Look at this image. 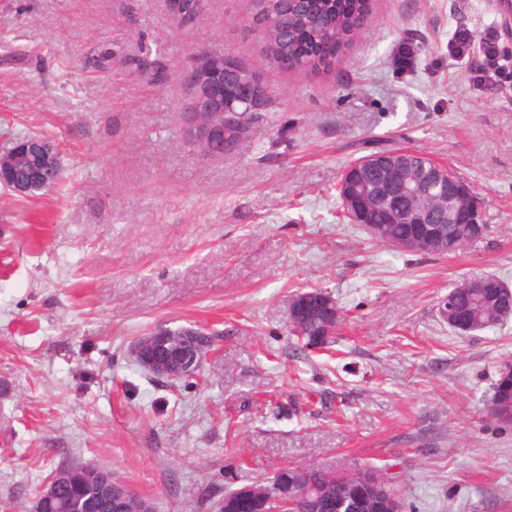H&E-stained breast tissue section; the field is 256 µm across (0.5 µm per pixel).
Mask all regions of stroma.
<instances>
[{"label":"stroma","mask_w":512,"mask_h":512,"mask_svg":"<svg viewBox=\"0 0 512 512\" xmlns=\"http://www.w3.org/2000/svg\"><path fill=\"white\" fill-rule=\"evenodd\" d=\"M251 9L207 0L185 29L164 0H0V147L48 135L66 172L33 197L0 187V512H31L70 459L157 512L310 462L374 467L404 512H512V427L486 416L512 318L463 336L438 309L476 274L512 286V81L485 89L478 50H451L491 28L512 59V28L497 0H373L330 71L268 70L241 149L194 155L182 71L197 46L259 62ZM395 148L453 167L487 237L448 258L342 221L345 169ZM314 288L344 320L302 353L289 305ZM161 323L216 333L200 377L136 366Z\"/></svg>","instance_id":"1"}]
</instances>
